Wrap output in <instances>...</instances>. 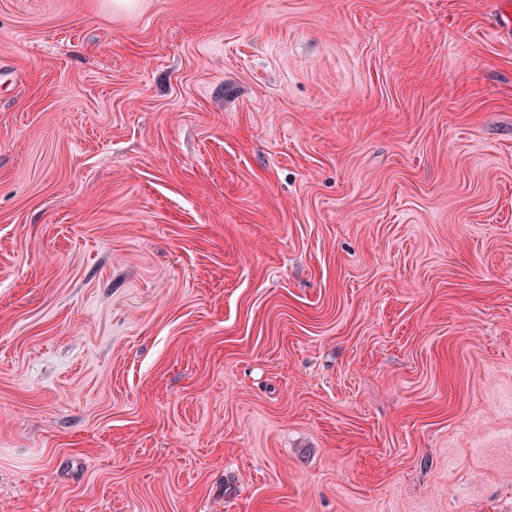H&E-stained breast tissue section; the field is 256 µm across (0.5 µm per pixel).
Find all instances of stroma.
<instances>
[{
    "mask_svg": "<svg viewBox=\"0 0 512 512\" xmlns=\"http://www.w3.org/2000/svg\"><path fill=\"white\" fill-rule=\"evenodd\" d=\"M0 0V512H512L500 0Z\"/></svg>",
    "mask_w": 512,
    "mask_h": 512,
    "instance_id": "obj_1",
    "label": "stroma"
}]
</instances>
